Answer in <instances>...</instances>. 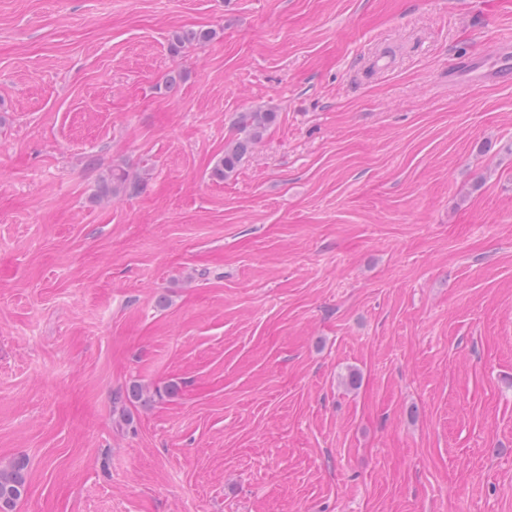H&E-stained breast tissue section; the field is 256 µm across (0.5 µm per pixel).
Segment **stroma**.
I'll return each mask as SVG.
<instances>
[{
  "mask_svg": "<svg viewBox=\"0 0 512 512\" xmlns=\"http://www.w3.org/2000/svg\"><path fill=\"white\" fill-rule=\"evenodd\" d=\"M493 1L0 0L16 512H512V85L448 83ZM275 119L274 112L259 109L243 113L239 122L242 136L225 146L224 155L216 161L212 169L213 176L218 179L231 176L243 157L262 139Z\"/></svg>",
  "mask_w": 512,
  "mask_h": 512,
  "instance_id": "obj_1",
  "label": "stroma"
}]
</instances>
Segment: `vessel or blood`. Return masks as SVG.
<instances>
[{
	"label": "vessel or blood",
	"mask_w": 512,
	"mask_h": 512,
	"mask_svg": "<svg viewBox=\"0 0 512 512\" xmlns=\"http://www.w3.org/2000/svg\"><path fill=\"white\" fill-rule=\"evenodd\" d=\"M448 82L508 85L512 83V31L500 34L491 56L470 58L463 64L448 68Z\"/></svg>",
	"instance_id": "vessel-or-blood-1"
}]
</instances>
